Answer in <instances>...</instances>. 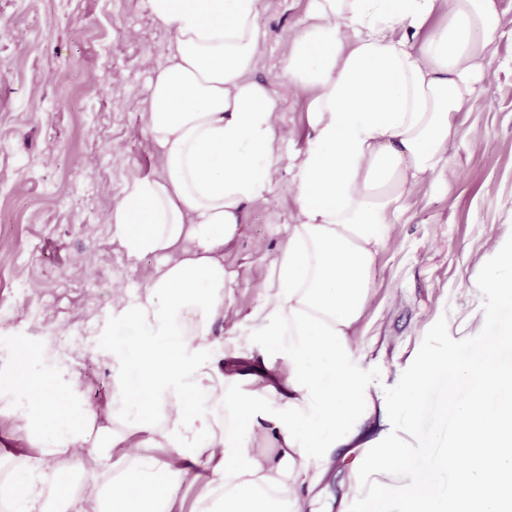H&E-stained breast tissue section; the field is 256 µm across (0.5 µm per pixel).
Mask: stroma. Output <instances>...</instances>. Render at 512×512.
Wrapping results in <instances>:
<instances>
[{"label": "stroma", "instance_id": "1", "mask_svg": "<svg viewBox=\"0 0 512 512\" xmlns=\"http://www.w3.org/2000/svg\"><path fill=\"white\" fill-rule=\"evenodd\" d=\"M308 0H262L257 80L278 104L282 136L271 188L246 209L224 253L235 285L224 303L245 318L263 298L270 262L295 210L292 157L309 136L307 92L284 77L288 45ZM485 60L489 77L458 115L444 171L403 202L373 272L350 362L371 393L395 386L428 329L447 317L454 339L481 313L476 278L512 235V0ZM169 31L147 0H0V459L27 452L17 383L36 352L40 395L64 402L57 376L78 375L93 401L112 391L101 347L131 345L108 306L113 287L135 291L149 267L131 268L113 242L114 203L133 178L160 171L144 131L152 70ZM136 377V355H127ZM362 448H336L327 469L300 478L308 512H350L361 493Z\"/></svg>", "mask_w": 512, "mask_h": 512}]
</instances>
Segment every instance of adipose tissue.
I'll list each match as a JSON object with an SVG mask.
<instances>
[{
    "label": "adipose tissue",
    "mask_w": 512,
    "mask_h": 512,
    "mask_svg": "<svg viewBox=\"0 0 512 512\" xmlns=\"http://www.w3.org/2000/svg\"><path fill=\"white\" fill-rule=\"evenodd\" d=\"M147 4L172 33L146 110L161 171L133 178L110 217L130 263L156 261L135 293L112 291L113 320L134 329L137 380L113 350L112 397L99 407L69 375L65 424L56 401L38 396L43 375L29 358L34 398L22 419L42 438L19 458L23 488L0 479V512H180L200 462L214 478L196 512H305L298 486L309 464L353 444L374 415L406 426L420 408L428 374L385 405L347 360L389 226L444 165L457 115L487 78L498 0H308L286 68L290 85L310 93V135L292 164L295 222L247 317L249 338L233 341L244 359L262 337L265 361L284 360L288 374L267 376L247 399L214 329L233 281L224 251L268 190L280 140L276 99L253 77L260 0ZM438 14L446 22L432 26ZM273 400L280 416L261 428ZM124 449L131 464L113 472Z\"/></svg>",
    "instance_id": "1"
}]
</instances>
